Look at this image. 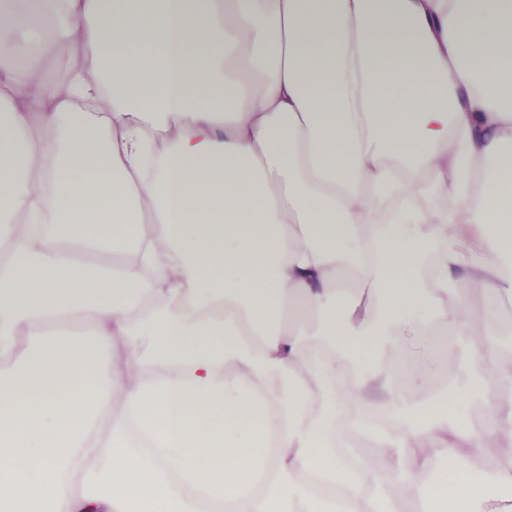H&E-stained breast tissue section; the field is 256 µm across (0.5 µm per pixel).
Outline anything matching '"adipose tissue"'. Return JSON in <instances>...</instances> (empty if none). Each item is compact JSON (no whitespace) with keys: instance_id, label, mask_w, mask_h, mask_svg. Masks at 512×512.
<instances>
[{"instance_id":"obj_1","label":"adipose tissue","mask_w":512,"mask_h":512,"mask_svg":"<svg viewBox=\"0 0 512 512\" xmlns=\"http://www.w3.org/2000/svg\"><path fill=\"white\" fill-rule=\"evenodd\" d=\"M1 106L0 512H512V401L402 407L344 496L336 435L470 335L456 271L512 300V0H0Z\"/></svg>"}]
</instances>
